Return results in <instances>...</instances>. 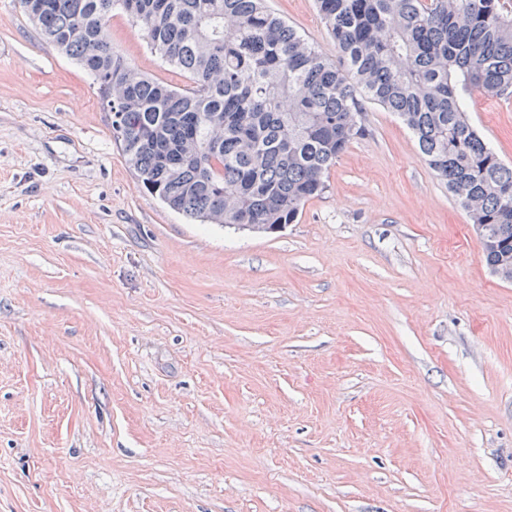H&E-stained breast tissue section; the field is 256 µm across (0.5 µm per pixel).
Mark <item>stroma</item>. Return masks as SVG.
Returning a JSON list of instances; mask_svg holds the SVG:
<instances>
[{
  "instance_id": "1",
  "label": "stroma",
  "mask_w": 512,
  "mask_h": 512,
  "mask_svg": "<svg viewBox=\"0 0 512 512\" xmlns=\"http://www.w3.org/2000/svg\"><path fill=\"white\" fill-rule=\"evenodd\" d=\"M268 4L336 59L314 0ZM469 116L512 163V96ZM365 124L281 232L192 223L0 0V512H512V282L411 131Z\"/></svg>"
}]
</instances>
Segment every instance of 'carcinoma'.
Instances as JSON below:
<instances>
[{"label": "carcinoma", "mask_w": 512, "mask_h": 512, "mask_svg": "<svg viewBox=\"0 0 512 512\" xmlns=\"http://www.w3.org/2000/svg\"><path fill=\"white\" fill-rule=\"evenodd\" d=\"M41 37L88 71L146 191L187 218L273 233L321 196L366 135L396 114L466 211L487 266L512 274V165L468 117L476 92L512 94V0H316L334 63L267 0H34ZM191 81L177 88L112 46L115 8Z\"/></svg>", "instance_id": "1"}]
</instances>
